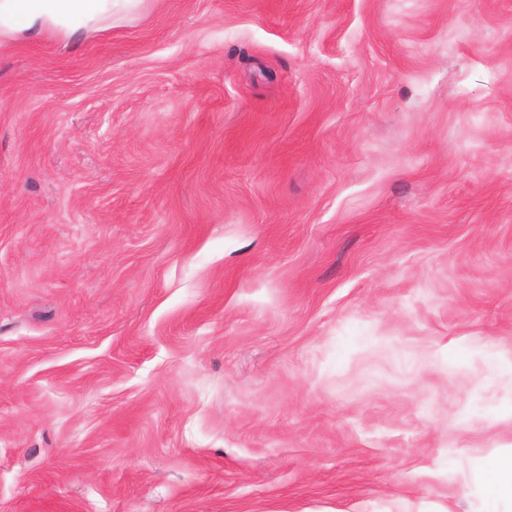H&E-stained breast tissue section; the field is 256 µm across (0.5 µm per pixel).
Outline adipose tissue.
Wrapping results in <instances>:
<instances>
[{
  "mask_svg": "<svg viewBox=\"0 0 512 512\" xmlns=\"http://www.w3.org/2000/svg\"><path fill=\"white\" fill-rule=\"evenodd\" d=\"M136 0H0V38L95 32L99 21Z\"/></svg>",
  "mask_w": 512,
  "mask_h": 512,
  "instance_id": "ef3b65f1",
  "label": "adipose tissue"
}]
</instances>
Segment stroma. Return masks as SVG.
<instances>
[{
	"instance_id": "obj_1",
	"label": "stroma",
	"mask_w": 512,
	"mask_h": 512,
	"mask_svg": "<svg viewBox=\"0 0 512 512\" xmlns=\"http://www.w3.org/2000/svg\"><path fill=\"white\" fill-rule=\"evenodd\" d=\"M512 0H141L0 40V512H512ZM485 469L489 475L488 494L512 504V448L487 458Z\"/></svg>"
}]
</instances>
